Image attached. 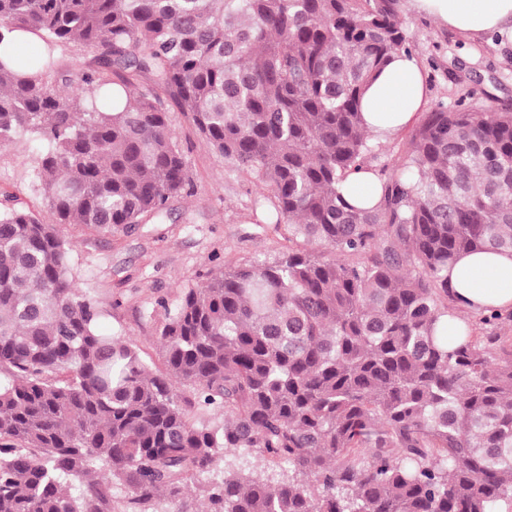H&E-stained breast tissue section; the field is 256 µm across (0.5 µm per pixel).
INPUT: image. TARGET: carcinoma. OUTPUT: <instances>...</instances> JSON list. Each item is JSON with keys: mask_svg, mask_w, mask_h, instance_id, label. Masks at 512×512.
<instances>
[{"mask_svg": "<svg viewBox=\"0 0 512 512\" xmlns=\"http://www.w3.org/2000/svg\"><path fill=\"white\" fill-rule=\"evenodd\" d=\"M15 30L44 50L0 59V146L42 143L52 219L0 212V512H113L116 485L159 512L219 471L202 512H512V349L439 335L448 263L512 252V102L441 105L373 168L360 100L412 52L398 0H0ZM68 45L96 59L62 94ZM163 93L269 189L289 246L186 292L154 372L98 330L61 226L129 233L189 190ZM360 170L372 209L343 196ZM343 194L346 201L353 206L372 208L381 199V186L371 171L361 170L347 180Z\"/></svg>", "mask_w": 512, "mask_h": 512, "instance_id": "carcinoma-1", "label": "carcinoma"}]
</instances>
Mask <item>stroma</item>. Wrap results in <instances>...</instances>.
I'll use <instances>...</instances> for the list:
<instances>
[{
    "label": "stroma",
    "instance_id": "obj_1",
    "mask_svg": "<svg viewBox=\"0 0 512 512\" xmlns=\"http://www.w3.org/2000/svg\"><path fill=\"white\" fill-rule=\"evenodd\" d=\"M399 14L413 54L425 76L422 111L454 107L465 99L472 109L491 112L512 99V43L466 40L401 0ZM95 53L82 45L59 50L52 84L75 87ZM170 128L185 151L193 188L170 201L163 223L148 220L126 234H99L68 224L63 235L70 274L100 311L99 330L131 342L146 364L162 368L159 340L168 311L184 293L204 287L225 266L265 262L288 248L284 227L273 224L269 192L215 153L189 114L171 108ZM41 146L22 133L0 148V202L48 217L36 178Z\"/></svg>",
    "mask_w": 512,
    "mask_h": 512
}]
</instances>
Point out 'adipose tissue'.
Masks as SVG:
<instances>
[{"label":"adipose tissue","mask_w":512,"mask_h":512,"mask_svg":"<svg viewBox=\"0 0 512 512\" xmlns=\"http://www.w3.org/2000/svg\"><path fill=\"white\" fill-rule=\"evenodd\" d=\"M411 7L464 36L499 34L512 39V0H409ZM425 92L424 74L415 58L396 54L362 100L365 127L383 141L406 128ZM454 296L449 326L465 327L468 315L512 310V252H473L448 269Z\"/></svg>","instance_id":"1"}]
</instances>
